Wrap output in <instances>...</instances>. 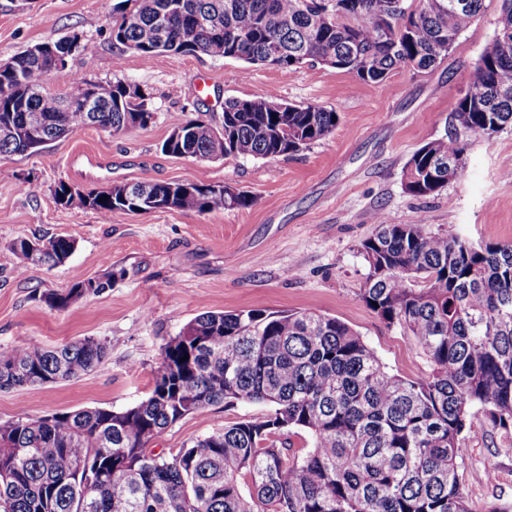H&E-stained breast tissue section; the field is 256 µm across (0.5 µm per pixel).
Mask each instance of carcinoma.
<instances>
[{
    "label": "carcinoma",
    "mask_w": 512,
    "mask_h": 512,
    "mask_svg": "<svg viewBox=\"0 0 512 512\" xmlns=\"http://www.w3.org/2000/svg\"><path fill=\"white\" fill-rule=\"evenodd\" d=\"M485 0H120L112 42L145 59L163 53L233 58L279 68L322 64L375 84L397 68L427 70L481 14ZM58 55H88L90 42ZM53 56L29 48L0 68V117L17 128L42 119L44 142L86 127L118 133L154 118L150 97L118 81L100 88L96 113L77 98L93 85L76 76L69 93L46 83ZM336 112L291 105L275 95L224 101L223 120L175 116L180 155L271 159L328 136ZM455 124L413 152L403 169L407 193L439 194L448 174L436 164L458 159L460 137L512 127V0H502L497 31L452 110ZM21 136L0 138V155H23ZM140 195L128 196L130 187ZM114 185L54 196L65 207L149 214L165 209L171 183ZM185 182L173 207L197 213L247 208L243 191ZM107 197L102 202L100 198ZM375 235L362 244L368 273L359 298L389 328L411 337L430 370L406 379L388 373L361 335L336 317L313 312L206 311L161 351L150 395L113 411L80 408L0 422V512H470L460 473V440L473 408L493 428L512 430V244L479 243L393 224L375 212ZM11 248L24 264L55 267L75 249L57 236ZM46 291L41 300L65 310L111 286V276ZM87 337L46 348L0 350V390L77 378L107 355ZM188 357L182 362L180 358ZM258 403L267 412L236 421L167 458L148 443L186 416L224 403ZM307 435L304 454L276 437Z\"/></svg>",
    "instance_id": "carcinoma-1"
}]
</instances>
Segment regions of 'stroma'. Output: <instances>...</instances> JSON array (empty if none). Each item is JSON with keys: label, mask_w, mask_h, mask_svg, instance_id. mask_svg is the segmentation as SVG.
<instances>
[{"label": "stroma", "mask_w": 512, "mask_h": 512, "mask_svg": "<svg viewBox=\"0 0 512 512\" xmlns=\"http://www.w3.org/2000/svg\"><path fill=\"white\" fill-rule=\"evenodd\" d=\"M117 0H0V62L43 42L79 34L92 55L74 54L53 73L65 93L72 75L109 85L122 81L150 96L153 120L115 133L76 130L26 155L0 156V350L29 342L55 347L85 337L106 342L93 371L38 389L0 391V422L86 407L115 411L146 399L162 345L205 311L307 310L336 317L376 351L392 374L429 370L410 337L388 328L358 297L368 268L362 244L372 216L460 235L476 243H512V130L466 137L465 167L437 196L407 193L402 170L412 153L443 136L457 98L496 29L498 0L485 9L435 68L393 70L381 84L320 64L281 70L239 60L160 54L143 59L112 43ZM276 94L339 115L335 130L306 149L272 159L197 160L165 154L171 118L214 124L228 98ZM91 189L115 183L192 181L228 184L253 204L208 213L162 210L113 213L67 208L58 182ZM74 239L55 268L22 265L19 237ZM111 276L100 294L58 311L41 293ZM261 404H217L169 427L154 442L169 455L224 424L258 418ZM464 492L471 512L512 501V435L492 429L481 409L461 442Z\"/></svg>", "instance_id": "stroma-1"}]
</instances>
